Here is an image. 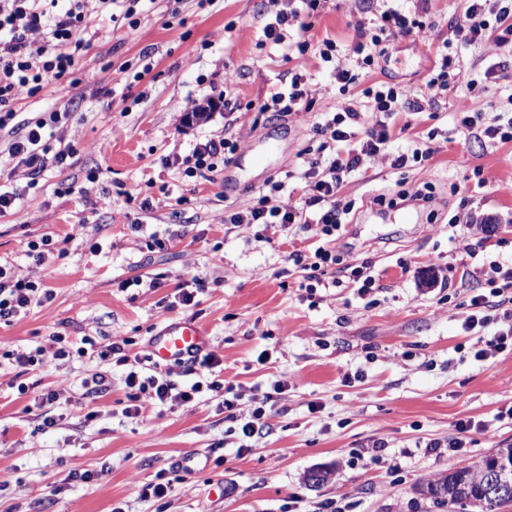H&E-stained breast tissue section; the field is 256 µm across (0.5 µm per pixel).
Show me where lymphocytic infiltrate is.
Wrapping results in <instances>:
<instances>
[{"mask_svg": "<svg viewBox=\"0 0 512 512\" xmlns=\"http://www.w3.org/2000/svg\"><path fill=\"white\" fill-rule=\"evenodd\" d=\"M59 0H0V131L9 130L12 138L7 146L12 162L10 177L35 185L48 162L64 164L72 151L71 145L54 147L47 138V129L56 127L60 112H43L27 120H17L15 104L48 91L52 82L70 75L75 54L84 44V34L93 14L120 7V19L137 26V6L140 0H68L65 9H58ZM463 22L457 25L453 38L457 43L474 45L493 43L501 47L512 43V0H468ZM272 20L264 28L266 39L287 44L286 58L293 64V74L286 90L274 92L257 105L258 115L278 112L292 115L313 110L317 102L331 96L334 90L349 93L357 76L352 66L336 57V44L324 40L320 56L333 66L335 85L311 83L306 74L305 55L308 41L287 42L290 29L307 32L309 19L318 14L325 0H268ZM357 9L364 18L357 24L358 42L354 48L360 55V65L372 68L384 53L383 42L412 35L430 37L431 27L423 20L389 5L375 9L371 0H357ZM364 108L347 105L334 112L319 113L313 131L319 139L317 149L298 153L303 164V194L300 203H292L282 194V182H274L269 194L260 196L236 210L226 212L225 224H255L263 228H281L315 238L313 253L293 254L295 265L304 271L307 282L322 283L332 274L342 259L336 251V240L353 211L346 202L343 189L346 177L365 166L379 163L401 169L409 163L427 160L432 147L415 148L409 152L393 153L387 145L394 124L400 115L424 112L423 100L406 87L377 86L364 89ZM461 132L469 138H487L493 143L512 142V116L495 125H484L483 115L465 109L456 114ZM239 149L236 139H206L197 142L190 154L165 157L168 166L181 168L188 177H207L218 167L231 163ZM496 279L487 280L492 292L500 294L512 288V260L495 263ZM53 293L28 275L12 266L0 264V322L7 323L25 317L32 307L51 302ZM473 311L462 321L465 332L491 330L474 356L484 359L512 348V298L489 302L482 294L471 298ZM97 355L104 361L127 366L124 379L128 403L127 417H140L155 406H182L193 402L202 387L221 389L214 380L215 368L223 363L216 352H206L195 361L194 368L212 377L209 384L193 382L176 387L163 373H148L140 369L122 343L112 342L98 347Z\"/></svg>", "mask_w": 512, "mask_h": 512, "instance_id": "1", "label": "lymphocytic infiltrate"}]
</instances>
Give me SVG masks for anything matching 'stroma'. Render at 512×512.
I'll return each instance as SVG.
<instances>
[{
	"instance_id": "stroma-1",
	"label": "stroma",
	"mask_w": 512,
	"mask_h": 512,
	"mask_svg": "<svg viewBox=\"0 0 512 512\" xmlns=\"http://www.w3.org/2000/svg\"><path fill=\"white\" fill-rule=\"evenodd\" d=\"M166 5L157 0L134 28L105 14L94 18L78 54L77 86L60 81L47 96L15 107L24 118L69 112L60 135L73 153L65 164H49L36 187L23 189L19 207L0 217V260L54 294L20 321L0 323V512H318L338 498L348 512H436L417 486L512 446V352L475 359L478 337L461 328L481 259L512 257V193L501 189L512 181V143L463 139L455 120L462 106L489 124L512 113V81L485 79L493 51L458 45L455 63L473 87L431 95L437 44L463 21L465 0H430L432 38L397 39L375 69L361 73L363 88L385 82L434 97L432 113L411 116L410 128L393 133L388 145L397 152L424 142L434 154L403 169L375 165L348 177L343 193L355 207L337 247L345 263L370 262L377 288L363 297L345 283L312 293L289 258L313 249L312 240L280 232L261 240L255 227L218 222L272 179L299 201L297 153L319 145L313 113L258 117L246 108L291 80L283 48L263 33L266 0H180L174 18ZM360 17L352 0H327L314 18L307 59L314 83L332 80L319 43L328 38L349 52ZM211 81L238 111L215 113L199 127L175 126V113ZM227 132L239 136L241 150L273 144L278 152L268 166L243 159L209 182L162 162ZM423 186L434 197L431 213L372 203ZM103 195L109 206L99 205ZM470 215L495 219L475 259L448 238L449 220ZM136 223L177 237L169 250L148 251L145 237L129 230ZM45 236L53 245L37 265L29 244ZM96 242L102 249L94 253ZM138 276L159 285L121 288ZM195 276L209 283L195 305L164 310ZM173 319L205 330L223 357L221 379L240 393V412H248L255 392L287 382L267 406L261 436L244 439L222 395L209 390L190 405L128 418L124 367L92 353L23 375L5 357L49 346L53 335L75 345L89 336L100 346L129 338L132 352L144 356L150 338ZM96 372L108 373L111 385L90 395L83 382ZM59 386L70 398L63 418L41 429L34 398ZM466 420L490 426L491 435L470 433L467 447L453 452L424 451L428 441L455 438ZM378 440L386 444L382 460L354 463ZM186 457L192 464L184 468ZM323 466L334 469L332 480L308 486L306 472ZM103 467L110 471L104 480H84ZM161 474L171 483L168 495L142 497V486ZM218 484L226 495L214 494Z\"/></svg>"
}]
</instances>
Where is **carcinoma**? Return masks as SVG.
I'll return each mask as SVG.
<instances>
[{"instance_id":"cac0c4a2","label":"carcinoma","mask_w":512,"mask_h":512,"mask_svg":"<svg viewBox=\"0 0 512 512\" xmlns=\"http://www.w3.org/2000/svg\"><path fill=\"white\" fill-rule=\"evenodd\" d=\"M488 483L486 460L464 469H449L423 482L417 493L438 508L454 512L458 506H468L475 512H497L500 503L484 496Z\"/></svg>"}]
</instances>
